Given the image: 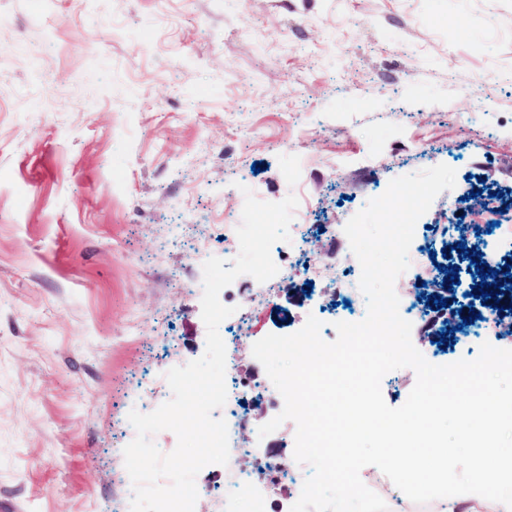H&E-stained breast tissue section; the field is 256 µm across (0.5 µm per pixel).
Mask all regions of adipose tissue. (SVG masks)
Here are the masks:
<instances>
[{
    "label": "adipose tissue",
    "instance_id": "obj_1",
    "mask_svg": "<svg viewBox=\"0 0 512 512\" xmlns=\"http://www.w3.org/2000/svg\"><path fill=\"white\" fill-rule=\"evenodd\" d=\"M483 397L480 393L459 394L440 383L435 394L416 400L406 425L407 437L402 450L382 449V465L395 473L403 493L425 496L438 505L459 508V500H446L444 492L450 486L454 460L442 442L440 424L447 416L465 421L475 418ZM467 497L472 501L485 498L488 488L499 489L502 496L512 498V447L496 449L492 457H477L467 464Z\"/></svg>",
    "mask_w": 512,
    "mask_h": 512
}]
</instances>
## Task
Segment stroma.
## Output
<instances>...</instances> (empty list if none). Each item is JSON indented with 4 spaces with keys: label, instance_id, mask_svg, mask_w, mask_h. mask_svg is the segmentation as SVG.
<instances>
[{
    "label": "stroma",
    "instance_id": "35a3bbf8",
    "mask_svg": "<svg viewBox=\"0 0 512 512\" xmlns=\"http://www.w3.org/2000/svg\"><path fill=\"white\" fill-rule=\"evenodd\" d=\"M439 164L433 252L512 221V0H0V512H130L128 414L204 354L244 189L332 224ZM257 288L225 289L243 369L334 311Z\"/></svg>",
    "mask_w": 512,
    "mask_h": 512
}]
</instances>
